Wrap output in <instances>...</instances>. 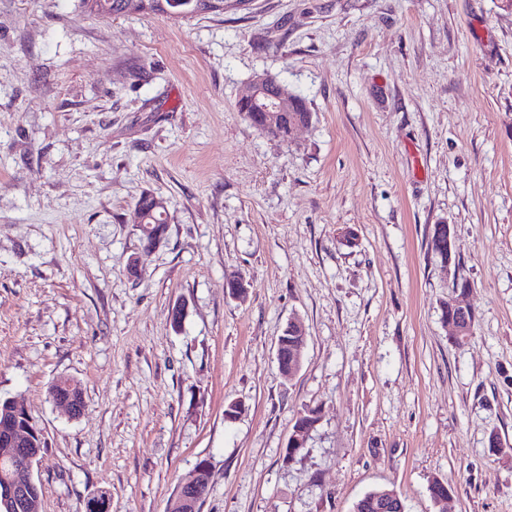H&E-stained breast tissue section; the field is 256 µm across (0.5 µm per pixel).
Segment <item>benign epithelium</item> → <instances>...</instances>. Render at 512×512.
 I'll return each instance as SVG.
<instances>
[{
	"mask_svg": "<svg viewBox=\"0 0 512 512\" xmlns=\"http://www.w3.org/2000/svg\"><path fill=\"white\" fill-rule=\"evenodd\" d=\"M290 94L281 85L271 86L268 75L258 74L252 79L247 94L240 98V105L252 112H273L288 104ZM451 310L446 325L451 335L458 336L466 330L473 310L458 300L448 301ZM306 344V332L297 321H291L284 329L277 343V361L280 372L292 376L300 367L301 352ZM24 410L18 402L13 408L0 413V457L7 460L8 466L0 470V509L3 512H38L34 501V489L37 483L33 477V466L39 458L35 448L44 445L43 434L30 424H19L18 414ZM315 424L304 421L294 428L288 441V447L303 448L309 433ZM208 469L206 462L194 470L191 480L179 485L167 512L177 509L179 512H196L199 503L201 483L199 476ZM376 512H403V504L394 492L378 494L374 501Z\"/></svg>",
	"mask_w": 512,
	"mask_h": 512,
	"instance_id": "benign-epithelium-1",
	"label": "benign epithelium"
}]
</instances>
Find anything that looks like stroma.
<instances>
[{"label":"stroma","instance_id":"1","mask_svg":"<svg viewBox=\"0 0 512 512\" xmlns=\"http://www.w3.org/2000/svg\"><path fill=\"white\" fill-rule=\"evenodd\" d=\"M262 73L312 113L289 141L235 108ZM147 192L166 206L158 237L136 221ZM462 281L476 324L458 343L441 306ZM292 320L307 343L287 378ZM63 376L79 417L48 395ZM5 398L43 432L41 512L102 494L109 512H166L201 461V512H353L379 487L406 512H512V8L252 0L113 19L0 0ZM306 339V332L297 321H290L279 337L276 356L279 370L284 376L290 377L299 369ZM286 347L290 348V355L285 356ZM317 413V417H313L312 414ZM319 410L317 408H310L307 409L303 415H301L297 421L302 420L304 422H299L294 428L292 435L290 436V439L288 441L287 448H304L306 440L309 436V433L313 430V428L317 425L318 422L311 423V421H305L307 419H313L315 421L320 420ZM296 421V422H297ZM295 422V423H296Z\"/></svg>","mask_w":512,"mask_h":512}]
</instances>
